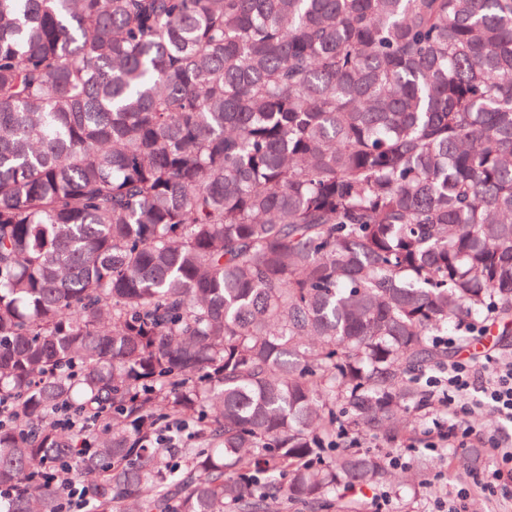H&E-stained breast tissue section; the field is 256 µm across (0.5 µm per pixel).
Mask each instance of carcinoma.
<instances>
[{
  "mask_svg": "<svg viewBox=\"0 0 512 512\" xmlns=\"http://www.w3.org/2000/svg\"><path fill=\"white\" fill-rule=\"evenodd\" d=\"M490 318L512 0H0V512H317Z\"/></svg>",
  "mask_w": 512,
  "mask_h": 512,
  "instance_id": "1",
  "label": "carcinoma"
}]
</instances>
